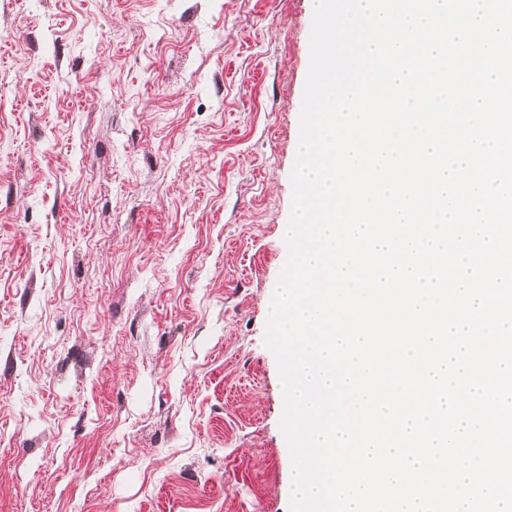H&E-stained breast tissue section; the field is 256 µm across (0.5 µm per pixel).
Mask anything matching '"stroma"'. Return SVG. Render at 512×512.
Instances as JSON below:
<instances>
[{"mask_svg": "<svg viewBox=\"0 0 512 512\" xmlns=\"http://www.w3.org/2000/svg\"><path fill=\"white\" fill-rule=\"evenodd\" d=\"M314 0H0V512H291L263 343Z\"/></svg>", "mask_w": 512, "mask_h": 512, "instance_id": "stroma-1", "label": "stroma"}]
</instances>
